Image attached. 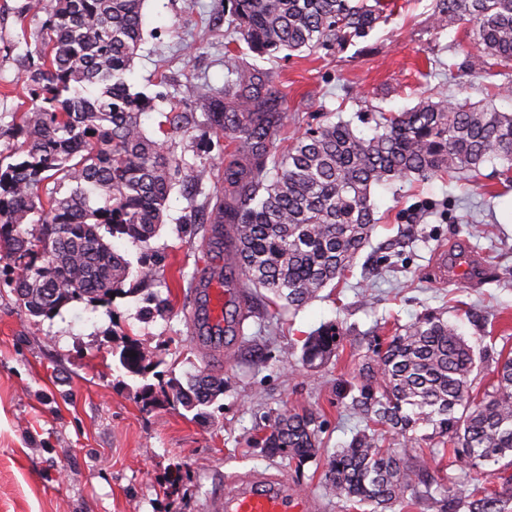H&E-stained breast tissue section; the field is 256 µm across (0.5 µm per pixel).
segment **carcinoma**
I'll return each mask as SVG.
<instances>
[{"label":"carcinoma","instance_id":"carcinoma-1","mask_svg":"<svg viewBox=\"0 0 512 512\" xmlns=\"http://www.w3.org/2000/svg\"><path fill=\"white\" fill-rule=\"evenodd\" d=\"M145 0H31L46 11L28 65V92L37 105L17 126L18 160L0 166V252L12 262L7 284L36 317L50 316L74 301L108 303L132 274L126 254L109 238L147 247L164 223L179 172L200 185L203 168L181 170L164 144L149 137L141 114L152 101L131 91L127 75L143 41ZM388 0H229L227 24L261 57L342 48L366 38L384 18ZM431 26L469 30L477 52L462 68L479 74L488 61L506 67L496 95H512V0H433ZM182 93L201 104L205 123L233 145L224 163V197L209 212L215 238L229 234L235 271L249 285L298 309L350 270L371 238L372 187L466 173L478 179L496 160L512 168V113L488 104L436 101L381 116L366 138L345 120L307 130L280 156L275 137L283 127L281 96L266 68L231 60L224 87ZM55 188L47 197V180ZM37 217L23 234L19 225ZM240 324L228 300L224 326L205 331L222 338ZM340 337L330 324L303 349L313 365L336 353ZM366 380L339 393L350 408L412 442L432 428L448 467L483 470L501 488H459L448 475L440 485L441 512H512V354L496 361L495 380L478 398L472 379L475 347L436 313L395 330L383 345H368ZM119 364L134 376L148 365L135 339L117 346ZM136 356H131V353ZM380 375L381 394L372 379ZM224 376L204 373L173 385V400L195 417L224 394ZM314 413H289L269 424L258 441L270 457L285 454L298 464L316 458L321 442ZM423 482L403 457L381 448L375 434L354 435L328 456L325 486L340 499L388 512Z\"/></svg>","mask_w":512,"mask_h":512}]
</instances>
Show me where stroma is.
Instances as JSON below:
<instances>
[{"label": "stroma", "mask_w": 512, "mask_h": 512, "mask_svg": "<svg viewBox=\"0 0 512 512\" xmlns=\"http://www.w3.org/2000/svg\"><path fill=\"white\" fill-rule=\"evenodd\" d=\"M29 0H0V162H14L16 122L32 108L28 53L45 13ZM431 0H397L388 22L336 52L291 53L271 65L287 116L278 152L308 128L346 119L372 136L374 118L421 99L493 101L512 112V97L490 98L492 75L459 68L474 44L466 29L431 28ZM143 43L133 63L134 91L154 101L141 122L186 167H203L198 187H175L165 222L151 239L160 256L150 284L127 279L110 303L73 302L36 317L0 285V512H210L238 477L279 478L304 496L311 512H354L325 487V459L297 465L269 457L252 440L277 414L315 412L321 448L344 447L365 418L339 399L367 353L366 336L384 325L407 326L437 311L473 344L512 349V182L485 164L479 182L467 177L397 181L374 187L377 224L346 279L299 310H278L258 293L245 297L232 341L203 343L192 322L196 282L224 267V248L203 224L224 189V136L202 126L183 85L220 88L225 48L236 34L224 0H146ZM187 114L186 131L161 135L170 109ZM484 254L476 282L441 276L450 257ZM169 296L164 312L144 318L151 295ZM328 324L342 332L338 355L313 370L304 344ZM138 340L146 377L118 370L112 349ZM203 372L222 374L226 389L210 407V424L172 402L173 382ZM156 396L143 406L139 392Z\"/></svg>", "instance_id": "stroma-1"}]
</instances>
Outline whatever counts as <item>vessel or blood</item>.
Instances as JSON below:
<instances>
[{
    "instance_id": "b4317fda",
    "label": "vessel or blood",
    "mask_w": 512,
    "mask_h": 512,
    "mask_svg": "<svg viewBox=\"0 0 512 512\" xmlns=\"http://www.w3.org/2000/svg\"><path fill=\"white\" fill-rule=\"evenodd\" d=\"M199 317L208 325L223 323L224 297L227 293L218 280L199 286ZM306 499L294 496L287 486L275 482L245 481L238 483L230 494L219 500L216 512H307Z\"/></svg>"
}]
</instances>
